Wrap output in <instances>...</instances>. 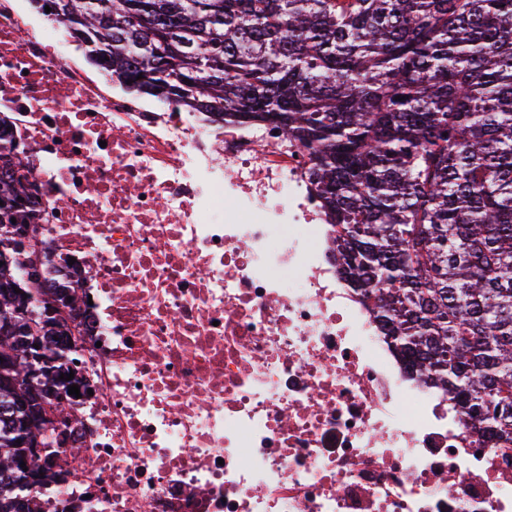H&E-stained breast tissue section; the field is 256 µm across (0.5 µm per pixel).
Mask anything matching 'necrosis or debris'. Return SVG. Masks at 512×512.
<instances>
[{
  "instance_id": "necrosis-or-debris-1",
  "label": "necrosis or debris",
  "mask_w": 512,
  "mask_h": 512,
  "mask_svg": "<svg viewBox=\"0 0 512 512\" xmlns=\"http://www.w3.org/2000/svg\"><path fill=\"white\" fill-rule=\"evenodd\" d=\"M50 3L0 0V131L85 388L32 512H512V448L387 342L309 150L117 88Z\"/></svg>"
}]
</instances>
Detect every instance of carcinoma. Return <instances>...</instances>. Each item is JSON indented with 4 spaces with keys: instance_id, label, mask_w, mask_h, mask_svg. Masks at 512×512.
I'll use <instances>...</instances> for the list:
<instances>
[{
    "instance_id": "carcinoma-1",
    "label": "carcinoma",
    "mask_w": 512,
    "mask_h": 512,
    "mask_svg": "<svg viewBox=\"0 0 512 512\" xmlns=\"http://www.w3.org/2000/svg\"><path fill=\"white\" fill-rule=\"evenodd\" d=\"M88 59L312 151L350 282L474 442L512 448V0H56ZM33 175L0 155V512L62 480L74 294L40 280ZM52 361L32 375L27 354ZM41 430L31 423L43 406ZM21 443H16V440Z\"/></svg>"
}]
</instances>
